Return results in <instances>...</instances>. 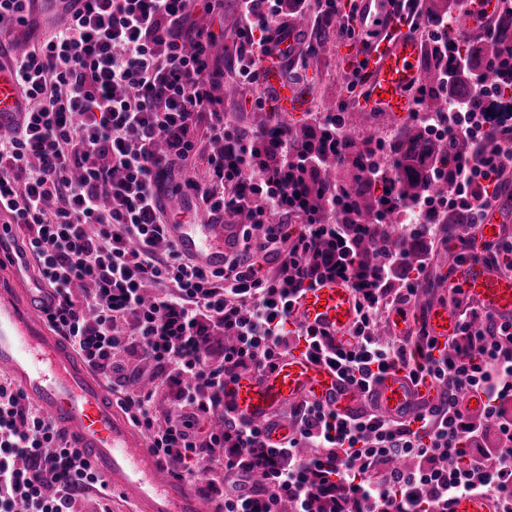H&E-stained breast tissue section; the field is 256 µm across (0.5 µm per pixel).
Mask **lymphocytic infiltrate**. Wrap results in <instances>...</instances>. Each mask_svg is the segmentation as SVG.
Segmentation results:
<instances>
[{
  "mask_svg": "<svg viewBox=\"0 0 512 512\" xmlns=\"http://www.w3.org/2000/svg\"><path fill=\"white\" fill-rule=\"evenodd\" d=\"M195 4L74 0L64 28L12 60L37 106L0 136V219L52 290L49 326L104 379L128 356L159 370L171 414L157 416L150 390L119 391L117 402L180 475L209 473L207 494L224 512H449L464 494L512 512V322L464 310L442 342L419 308L412 335L376 334L377 318L412 304L416 285L392 287L353 250L332 248L341 225L281 205L294 152L280 142L281 162L253 167L244 134L212 95L217 36L192 27ZM311 11L332 23L337 0H238V75L256 80L287 17ZM463 117L436 114L475 145L441 207L466 206L478 222L512 168V121ZM207 139L222 144L207 179L174 181ZM170 194L193 196L214 224L250 210L223 268L175 249L168 227L181 218L163 204ZM327 279L356 295L345 344L292 317L297 298ZM292 350L364 392L406 372L439 387L441 404L406 422L303 401L288 413L292 435L269 447L262 426L226 405L225 387ZM471 393L479 412L461 409ZM90 488L111 496L82 451L0 378V512H78Z\"/></svg>",
  "mask_w": 512,
  "mask_h": 512,
  "instance_id": "lymphocytic-infiltrate-1",
  "label": "lymphocytic infiltrate"
}]
</instances>
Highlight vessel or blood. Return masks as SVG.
<instances>
[{
    "label": "vessel or blood",
    "instance_id": "obj_1",
    "mask_svg": "<svg viewBox=\"0 0 512 512\" xmlns=\"http://www.w3.org/2000/svg\"><path fill=\"white\" fill-rule=\"evenodd\" d=\"M358 26L376 36L355 49L354 66L362 81L363 111H380L395 122L406 120L415 107V91L423 80L424 47L414 30L401 23L390 0H359ZM504 0H464L457 13L456 35L467 40L485 36L493 27ZM263 86L275 95L278 112H303L307 101L299 85L285 82L277 57L263 64ZM32 100L22 96L8 64L0 59V131L11 128L20 113L30 111ZM512 219V184L490 206L466 254L448 280L449 290L478 305L497 319L512 318V274L489 263L487 247L501 236ZM234 225L175 224L171 238L178 250L200 266L224 264L227 240ZM13 287L0 289V372L39 406L80 448L110 489L123 493L130 512H213L200 483L178 475L150 447L147 439L115 404L109 390L42 318L50 291L30 273V257L7 255ZM298 322L344 338L356 318V297L340 280L327 281L307 291L294 305ZM431 336L444 340L455 330L456 309L445 302L427 307ZM226 399L237 413L265 427L269 442L280 446L290 433L277 418L283 405L316 400L349 414L361 410L367 397L323 363L291 352L276 368L241 375L226 388ZM438 389L414 385L404 373H391L376 387V407L396 418L438 404ZM452 512H493L492 503L479 495H462Z\"/></svg>",
    "mask_w": 512,
    "mask_h": 512
}]
</instances>
